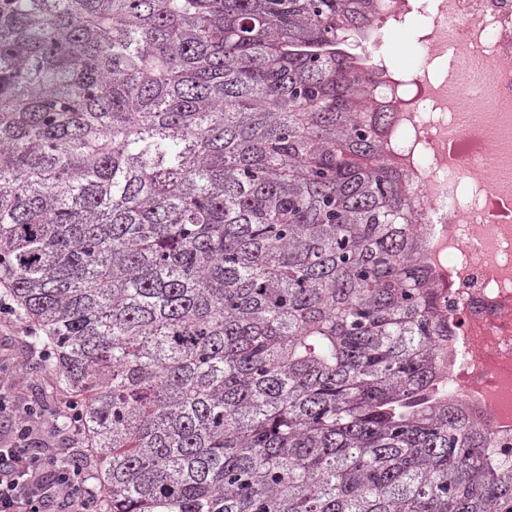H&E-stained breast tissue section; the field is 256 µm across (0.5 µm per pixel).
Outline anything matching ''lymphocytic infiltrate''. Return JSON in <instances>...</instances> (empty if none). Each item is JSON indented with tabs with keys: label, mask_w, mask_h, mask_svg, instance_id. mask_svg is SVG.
Segmentation results:
<instances>
[{
	"label": "lymphocytic infiltrate",
	"mask_w": 512,
	"mask_h": 512,
	"mask_svg": "<svg viewBox=\"0 0 512 512\" xmlns=\"http://www.w3.org/2000/svg\"><path fill=\"white\" fill-rule=\"evenodd\" d=\"M66 399L55 410H25L13 430L0 432V512H89L99 496L87 465L71 466L54 445L60 418L74 414Z\"/></svg>",
	"instance_id": "obj_1"
}]
</instances>
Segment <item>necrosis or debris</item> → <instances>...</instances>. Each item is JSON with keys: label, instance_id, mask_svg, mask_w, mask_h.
Wrapping results in <instances>:
<instances>
[{"label": "necrosis or debris", "instance_id": "4bbe7bcc", "mask_svg": "<svg viewBox=\"0 0 512 512\" xmlns=\"http://www.w3.org/2000/svg\"><path fill=\"white\" fill-rule=\"evenodd\" d=\"M383 25L425 17L421 66L388 71L390 160L408 176L448 315V392L512 436V0H381ZM453 54L432 80L430 65Z\"/></svg>", "mask_w": 512, "mask_h": 512}]
</instances>
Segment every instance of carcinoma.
<instances>
[{"mask_svg": "<svg viewBox=\"0 0 512 512\" xmlns=\"http://www.w3.org/2000/svg\"><path fill=\"white\" fill-rule=\"evenodd\" d=\"M379 0H0V283L93 512H512L448 398Z\"/></svg>", "mask_w": 512, "mask_h": 512, "instance_id": "cac0c4a2", "label": "carcinoma"}]
</instances>
